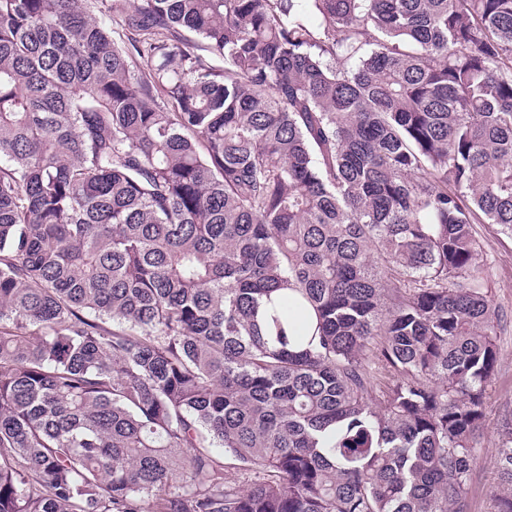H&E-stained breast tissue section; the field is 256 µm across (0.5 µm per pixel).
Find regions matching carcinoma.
<instances>
[{"mask_svg": "<svg viewBox=\"0 0 512 512\" xmlns=\"http://www.w3.org/2000/svg\"><path fill=\"white\" fill-rule=\"evenodd\" d=\"M474 224L512 0H0V512H471Z\"/></svg>", "mask_w": 512, "mask_h": 512, "instance_id": "cac0c4a2", "label": "carcinoma"}]
</instances>
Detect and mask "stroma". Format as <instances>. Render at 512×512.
I'll return each instance as SVG.
<instances>
[{
	"mask_svg": "<svg viewBox=\"0 0 512 512\" xmlns=\"http://www.w3.org/2000/svg\"><path fill=\"white\" fill-rule=\"evenodd\" d=\"M474 232L481 245L488 298L501 321L497 329L499 359L487 387L486 417L475 443L477 463L469 496L471 512H493L495 457L512 429V235L502 234L491 224L475 225Z\"/></svg>",
	"mask_w": 512,
	"mask_h": 512,
	"instance_id": "obj_1",
	"label": "stroma"
}]
</instances>
